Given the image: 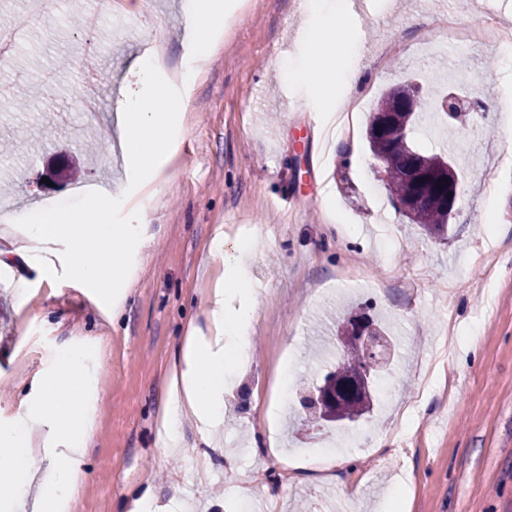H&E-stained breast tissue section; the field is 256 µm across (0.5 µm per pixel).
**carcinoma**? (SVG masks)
Instances as JSON below:
<instances>
[{
	"label": "carcinoma",
	"mask_w": 512,
	"mask_h": 512,
	"mask_svg": "<svg viewBox=\"0 0 512 512\" xmlns=\"http://www.w3.org/2000/svg\"><path fill=\"white\" fill-rule=\"evenodd\" d=\"M403 86L386 90L371 111L365 139L372 158L383 162L385 187L394 202L411 205L407 219L420 224L433 237L448 235L449 214L438 202L441 187L419 178L420 172L442 170L451 164L442 152L421 151L411 139L419 113L426 110L423 98H407ZM363 360V347L351 340L343 344L335 370L324 381L336 392L337 400L325 408L305 405L314 419L330 422L356 421L373 409L371 392L356 386V373Z\"/></svg>",
	"instance_id": "carcinoma-1"
}]
</instances>
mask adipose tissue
Segmentation results:
<instances>
[{
	"instance_id": "adipose-tissue-1",
	"label": "adipose tissue",
	"mask_w": 512,
	"mask_h": 512,
	"mask_svg": "<svg viewBox=\"0 0 512 512\" xmlns=\"http://www.w3.org/2000/svg\"><path fill=\"white\" fill-rule=\"evenodd\" d=\"M235 9L234 0H188L194 53L182 66L179 79L183 85L196 79L211 54L219 26ZM137 69L138 81L121 92L116 126L130 162L144 170L151 181L160 173L157 157L167 141L170 117L185 111L186 102L173 93L174 80L154 58L141 57ZM364 81L356 47L347 44L343 66L328 73L326 91L312 96L309 103L322 107L336 86L351 92ZM112 204L111 194L100 195L78 222L68 214H50L42 223L29 225L26 239L37 245L67 240L73 250L74 283L94 289L100 299L116 308L124 296L113 292L112 275L124 270L128 253L140 243L143 227L101 223L102 213ZM118 242L123 245L119 251L114 248ZM252 248V240H243L235 256L226 258L225 278L210 293L206 329L192 328L179 339L177 373L167 391L159 433L164 447H179L185 422L194 423L202 435L208 436L224 415V364L242 360L249 342L252 312L235 308L234 301L240 292V271ZM99 363L96 353L86 350L84 342L74 340L59 346L52 364L33 379L23 400L24 429L0 427V447L14 451L9 464L0 468L1 499L20 510L28 506L32 512H64L85 474L82 461L90 441L97 400L94 377ZM61 390L68 394V403L58 402ZM33 432L42 433L44 447L51 449L58 463L44 471L35 493L30 495L19 491L18 477L31 468L25 437Z\"/></svg>"
}]
</instances>
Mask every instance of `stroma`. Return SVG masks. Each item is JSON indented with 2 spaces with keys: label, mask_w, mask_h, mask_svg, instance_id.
<instances>
[{
  "label": "stroma",
  "mask_w": 512,
  "mask_h": 512,
  "mask_svg": "<svg viewBox=\"0 0 512 512\" xmlns=\"http://www.w3.org/2000/svg\"><path fill=\"white\" fill-rule=\"evenodd\" d=\"M0 0V22L19 39L0 60V251L48 202L78 215L88 180L145 207L142 241L113 288L124 311L108 315L90 289L46 279L64 272L67 244L0 261V424L21 425L27 383L55 347L82 340L101 361L88 475L67 512H121L127 493L150 486L157 504L191 512H512V64L499 47L460 52L425 41L440 14L470 24L487 12L512 27L503 0H327L344 11L339 34L361 48L372 95L395 84L421 96L480 101L469 123L419 131L425 150L456 158L459 210L448 238L426 235L392 206L363 131L370 104L330 142L314 86L287 79L281 61L306 62L318 24L311 0H247L195 83L160 162L166 179L142 188L114 137L116 90L134 78L145 42L168 60L191 47L184 0H112L95 24L76 25L67 0ZM97 46L87 67L85 42ZM395 53H385L387 45ZM96 79L93 120L79 101ZM77 167L76 181L38 174ZM294 193L289 208L281 196ZM225 249L257 235L242 277L259 292L245 366L226 364L229 409L212 440L184 425L182 446L159 447L165 388L176 344L205 327L209 295L224 276ZM381 319L398 355L370 417L341 425L305 422L300 400L336 358V320L352 306ZM346 456L329 473L285 469Z\"/></svg>",
  "instance_id": "stroma-1"
}]
</instances>
